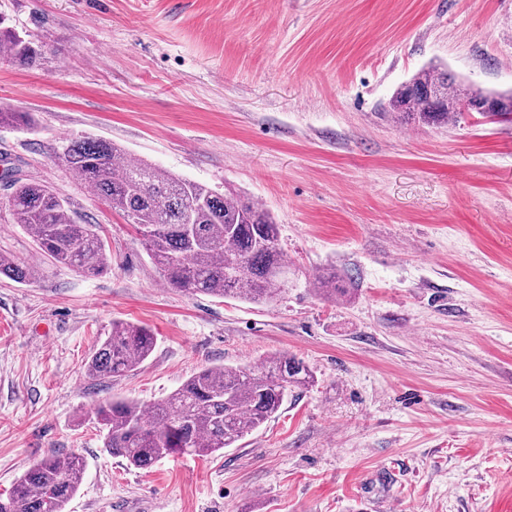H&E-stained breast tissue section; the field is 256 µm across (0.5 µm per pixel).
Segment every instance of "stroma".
<instances>
[{
  "mask_svg": "<svg viewBox=\"0 0 512 512\" xmlns=\"http://www.w3.org/2000/svg\"><path fill=\"white\" fill-rule=\"evenodd\" d=\"M52 53L0 60V493L34 460L81 454L68 512H512V122L401 124L422 67L512 90V0H0ZM89 134L260 203L288 281L266 305L167 287L133 225L52 158ZM98 225L111 271L43 256L14 179ZM353 278L317 291L326 270ZM155 348L125 376L85 363L116 321ZM288 352L314 372L235 446L147 470L102 448L100 402L151 407L204 366ZM36 267L15 259L0 256V275L18 283L31 282L36 279ZM350 278L336 277V273H326L319 278V290L328 297H345L349 294Z\"/></svg>",
  "mask_w": 512,
  "mask_h": 512,
  "instance_id": "35a3bbf8",
  "label": "stroma"
}]
</instances>
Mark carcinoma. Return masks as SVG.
<instances>
[{
    "label": "carcinoma",
    "mask_w": 512,
    "mask_h": 512,
    "mask_svg": "<svg viewBox=\"0 0 512 512\" xmlns=\"http://www.w3.org/2000/svg\"><path fill=\"white\" fill-rule=\"evenodd\" d=\"M22 65L45 57L0 18V49ZM489 106L512 116V91L463 89L446 71L422 70L392 96L390 113L407 123L442 126L464 116L461 103ZM28 130L25 112L0 110V128ZM52 158L94 195L135 226L165 284L188 294L271 304L284 290L288 264L278 247V225L257 202L180 178L144 161L126 160L113 143L87 134L59 139ZM14 223L24 225L39 249L55 263L94 275L111 268L105 243L92 224H80L49 186L14 181L9 199ZM0 275L18 283L36 279V267L0 256ZM328 297L349 294L350 279L326 273L318 280ZM154 349L151 330L134 322L112 323L86 365L95 380L119 378L142 364ZM314 381L313 371L289 353L260 365L205 366L146 412L131 399L98 404L105 451L128 465L147 469L160 459L185 453L212 455L261 427L285 397ZM86 464L76 454L46 455L34 462L12 490L0 495V512H66Z\"/></svg>",
    "instance_id": "obj_1"
}]
</instances>
